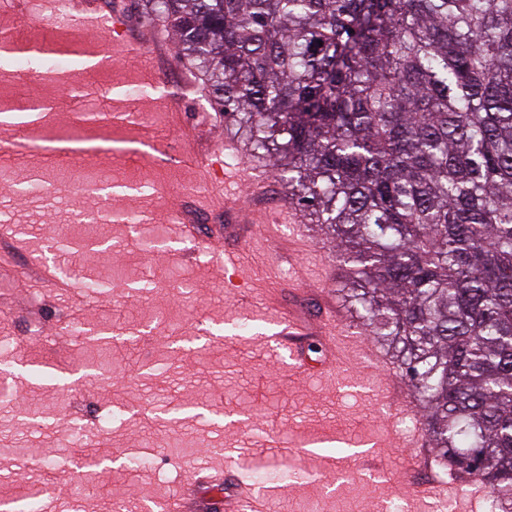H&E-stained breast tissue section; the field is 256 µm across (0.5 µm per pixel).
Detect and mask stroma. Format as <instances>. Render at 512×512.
I'll list each match as a JSON object with an SVG mask.
<instances>
[{
    "label": "stroma",
    "mask_w": 512,
    "mask_h": 512,
    "mask_svg": "<svg viewBox=\"0 0 512 512\" xmlns=\"http://www.w3.org/2000/svg\"><path fill=\"white\" fill-rule=\"evenodd\" d=\"M120 6L132 34L160 33L147 56L115 57L105 25L93 31L80 21L56 33L28 0L14 24L18 45L73 48L110 62L62 85L0 70V100L52 104L12 129V159L0 166V209L22 218L0 219V342L10 355L0 364V499L25 484L43 488L44 512H114L119 503L143 512L177 500L194 473L223 469L228 458L248 471L268 442L313 440L317 453L277 454L276 468L258 484L282 512H388L396 500L405 512H437L438 501L415 499L406 488L439 469L430 445L404 444L421 409L407 419L393 416L395 391L408 387L398 363L385 372L364 363L374 339L357 326L344 331L354 355L346 370L304 378L289 370L283 350L252 317L269 289L291 281L311 292L328 287L343 303V260L319 232L304 255L294 250V225L265 235L266 218L288 206L281 182L270 166L225 148L224 117L212 110L196 70L177 60L164 23L145 27L138 0ZM147 66L166 67L168 91L153 89L132 102L113 98L114 82L140 84ZM87 86L98 88L101 112L138 110L141 120L77 125L73 108L86 105ZM169 100L183 110L180 128L166 122ZM186 141L200 156L220 154L225 171L241 176L246 254L237 270H225L223 247L199 251L173 230L187 201L206 192L181 161ZM34 173L50 191L22 195ZM79 208L99 222H79ZM47 267L63 287L43 282ZM106 270L111 288L90 296L85 282ZM75 322L107 328L111 343L73 339L67 327ZM241 322L249 330H238ZM118 408L124 421L109 422ZM74 421L85 430L77 447L66 429ZM344 442L373 450L338 451ZM23 448L40 449L45 467L27 466ZM134 448L153 449L155 467L130 468ZM297 465L304 479L276 480L277 469Z\"/></svg>",
    "instance_id": "obj_1"
}]
</instances>
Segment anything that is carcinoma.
<instances>
[{
  "instance_id": "obj_1",
  "label": "carcinoma",
  "mask_w": 512,
  "mask_h": 512,
  "mask_svg": "<svg viewBox=\"0 0 512 512\" xmlns=\"http://www.w3.org/2000/svg\"><path fill=\"white\" fill-rule=\"evenodd\" d=\"M351 263L443 465L512 512V0H141Z\"/></svg>"
}]
</instances>
